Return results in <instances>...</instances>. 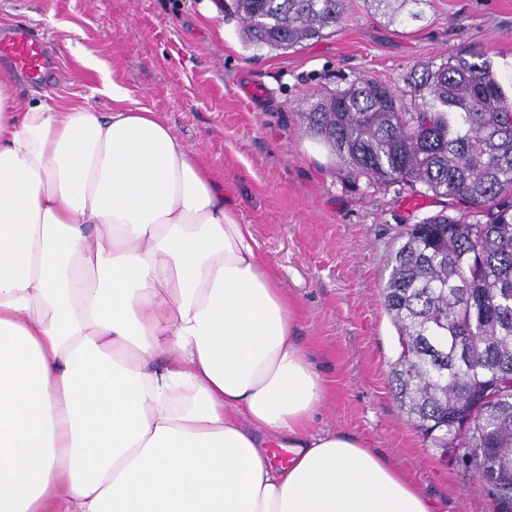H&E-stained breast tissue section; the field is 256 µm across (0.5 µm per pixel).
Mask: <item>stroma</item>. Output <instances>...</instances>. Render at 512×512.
Here are the masks:
<instances>
[{"instance_id":"stroma-1","label":"stroma","mask_w":512,"mask_h":512,"mask_svg":"<svg viewBox=\"0 0 512 512\" xmlns=\"http://www.w3.org/2000/svg\"><path fill=\"white\" fill-rule=\"evenodd\" d=\"M201 0H0L48 37L56 63L46 84L15 79L20 99L104 107L92 52L127 90L223 180L259 251L297 303L296 340L329 397L313 431L336 430L380 450L442 512H494L476 475L443 457L396 403L390 371L401 348L383 303L387 263L405 228L460 203L396 188L350 184L298 114L317 91L364 76L406 94L411 71L467 51L491 58L512 83V0H419L389 21L371 0H348L335 36L294 53L256 51L236 20L211 19ZM257 85L261 94H248Z\"/></svg>"}]
</instances>
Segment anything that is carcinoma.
Listing matches in <instances>:
<instances>
[{"instance_id":"cac0c4a2","label":"carcinoma","mask_w":512,"mask_h":512,"mask_svg":"<svg viewBox=\"0 0 512 512\" xmlns=\"http://www.w3.org/2000/svg\"><path fill=\"white\" fill-rule=\"evenodd\" d=\"M395 20L408 0H373ZM346 0H224L243 40L297 50L335 35ZM414 107L357 77L299 113L352 179L463 200L426 216L389 259L384 306L401 353L393 397L437 448L469 449L494 512H512V94L481 55L450 54L410 75Z\"/></svg>"}]
</instances>
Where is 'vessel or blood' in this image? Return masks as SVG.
Wrapping results in <instances>:
<instances>
[{
	"instance_id": "obj_1",
	"label": "vessel or blood",
	"mask_w": 512,
	"mask_h": 512,
	"mask_svg": "<svg viewBox=\"0 0 512 512\" xmlns=\"http://www.w3.org/2000/svg\"><path fill=\"white\" fill-rule=\"evenodd\" d=\"M0 61L27 82L38 85L49 68V46L31 26L21 22L0 32Z\"/></svg>"
}]
</instances>
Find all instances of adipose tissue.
I'll list each match as a JSON object with an SVG mask.
<instances>
[{
	"mask_svg": "<svg viewBox=\"0 0 512 512\" xmlns=\"http://www.w3.org/2000/svg\"><path fill=\"white\" fill-rule=\"evenodd\" d=\"M100 93L24 102L0 73V512H441L359 436L311 431L325 384L253 226Z\"/></svg>",
	"mask_w": 512,
	"mask_h": 512,
	"instance_id": "adipose-tissue-1",
	"label": "adipose tissue"
}]
</instances>
